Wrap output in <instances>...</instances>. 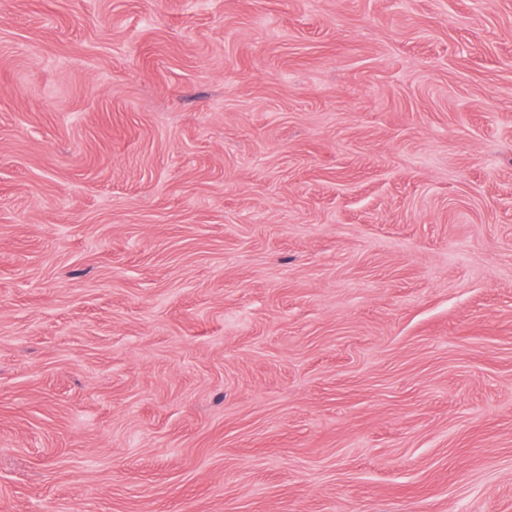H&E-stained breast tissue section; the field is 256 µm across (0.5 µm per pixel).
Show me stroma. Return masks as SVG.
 I'll return each instance as SVG.
<instances>
[{
	"label": "stroma",
	"mask_w": 512,
	"mask_h": 512,
	"mask_svg": "<svg viewBox=\"0 0 512 512\" xmlns=\"http://www.w3.org/2000/svg\"><path fill=\"white\" fill-rule=\"evenodd\" d=\"M0 512H512V0H0Z\"/></svg>",
	"instance_id": "obj_1"
}]
</instances>
